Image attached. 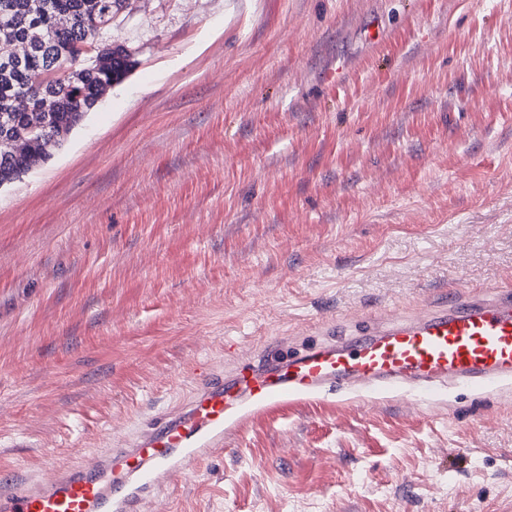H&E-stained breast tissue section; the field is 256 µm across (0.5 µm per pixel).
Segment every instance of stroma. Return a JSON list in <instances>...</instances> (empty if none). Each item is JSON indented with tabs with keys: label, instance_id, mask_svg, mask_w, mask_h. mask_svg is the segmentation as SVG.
I'll use <instances>...</instances> for the list:
<instances>
[{
	"label": "stroma",
	"instance_id": "1",
	"mask_svg": "<svg viewBox=\"0 0 512 512\" xmlns=\"http://www.w3.org/2000/svg\"><path fill=\"white\" fill-rule=\"evenodd\" d=\"M103 37L135 68L0 188V470L512 284V0H142ZM147 512H512V387L284 404Z\"/></svg>",
	"mask_w": 512,
	"mask_h": 512
}]
</instances>
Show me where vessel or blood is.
Wrapping results in <instances>:
<instances>
[{
    "mask_svg": "<svg viewBox=\"0 0 512 512\" xmlns=\"http://www.w3.org/2000/svg\"><path fill=\"white\" fill-rule=\"evenodd\" d=\"M489 393L512 381V288L445 293L420 315L360 327L289 355L237 364L201 382L126 447L28 476L0 472V512H143L172 477L224 445L248 416L328 391L434 396L448 381Z\"/></svg>",
    "mask_w": 512,
    "mask_h": 512,
    "instance_id": "obj_1",
    "label": "vessel or blood"
}]
</instances>
